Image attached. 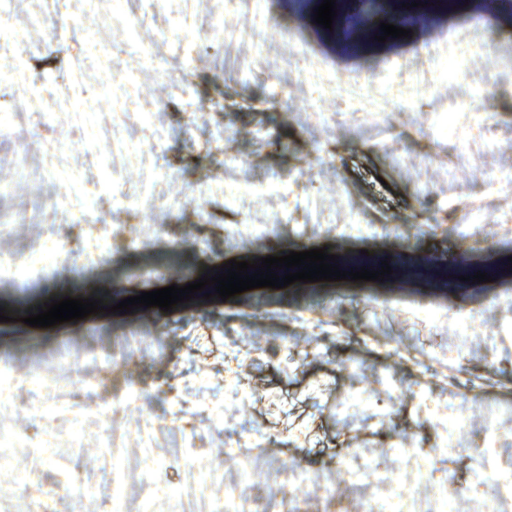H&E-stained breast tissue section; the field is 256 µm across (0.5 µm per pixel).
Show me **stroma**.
<instances>
[{"label": "stroma", "mask_w": 512, "mask_h": 512, "mask_svg": "<svg viewBox=\"0 0 512 512\" xmlns=\"http://www.w3.org/2000/svg\"><path fill=\"white\" fill-rule=\"evenodd\" d=\"M321 2L0 0V309L278 245L415 273L0 325V512H488L489 483L512 512V0L356 58L391 0ZM435 256L489 280L423 287ZM400 256L396 253H371V256L366 257V267L372 271V269H375V271H380L381 276V266H384V264H381V261H389V265L393 268V274L392 275H385L384 279L388 282H394L397 280H402V273L403 271V263L400 260ZM385 268V266H384Z\"/></svg>", "instance_id": "obj_1"}]
</instances>
